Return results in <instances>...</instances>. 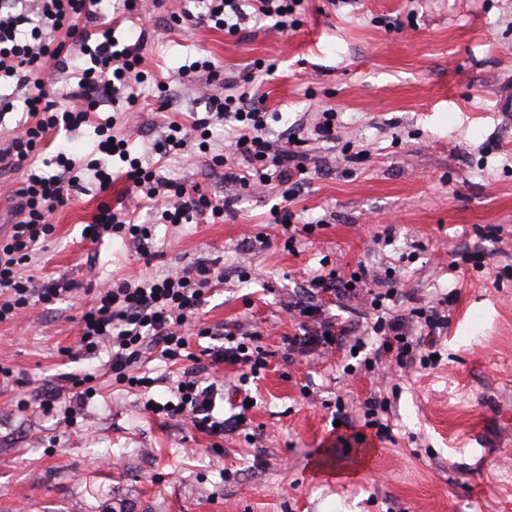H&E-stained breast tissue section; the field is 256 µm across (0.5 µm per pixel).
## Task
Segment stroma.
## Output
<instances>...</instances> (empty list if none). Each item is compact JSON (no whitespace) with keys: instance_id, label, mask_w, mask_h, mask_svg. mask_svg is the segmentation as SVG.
Segmentation results:
<instances>
[{"instance_id":"35a3bbf8","label":"stroma","mask_w":512,"mask_h":512,"mask_svg":"<svg viewBox=\"0 0 512 512\" xmlns=\"http://www.w3.org/2000/svg\"><path fill=\"white\" fill-rule=\"evenodd\" d=\"M188 0L150 8L155 32L143 70L170 87H147L132 122L114 132L131 153L150 150L168 123H191L205 104L178 68L206 54L219 78L242 79L255 61L271 137L305 136L307 181L292 203L279 185L242 192L217 224H151L130 182L108 192L72 193L54 211V231L25 275L35 285L67 276L69 298L33 303L0 323V366L24 384L0 381V512H512V0H303L296 25L247 23L231 35L203 24H172ZM340 122L332 141L306 136L319 110ZM209 153L196 142L160 154V172L205 195L224 194L228 152L222 124L209 128ZM94 126L50 133L46 152L82 162L98 156ZM365 150L346 159V145ZM150 224L154 255L127 238L95 243L82 231L100 204ZM314 223L293 249L273 209ZM496 235H489V228ZM465 252L484 262L462 261ZM215 262L213 284L192 319L199 328L258 333L269 351L250 394L242 430L221 444L191 426L153 418L139 391L100 373L97 396L76 426L56 425L34 403L61 373L98 371L106 354L79 349V318L109 282L159 276L174 266ZM396 270L402 309L427 307L448 289L457 300L431 363H375L373 321L362 302L323 295L336 326L366 347L289 349L296 321L286 312L322 266ZM390 403L388 438L370 460L336 447L337 412L361 423L367 399ZM29 409H19V400Z\"/></svg>"}]
</instances>
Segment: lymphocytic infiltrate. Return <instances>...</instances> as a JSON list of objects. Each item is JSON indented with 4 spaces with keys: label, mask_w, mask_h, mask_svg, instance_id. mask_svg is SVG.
<instances>
[{
    "label": "lymphocytic infiltrate",
    "mask_w": 512,
    "mask_h": 512,
    "mask_svg": "<svg viewBox=\"0 0 512 512\" xmlns=\"http://www.w3.org/2000/svg\"><path fill=\"white\" fill-rule=\"evenodd\" d=\"M25 2L0 0V81L13 84L27 114L7 150L9 169L22 172V187L15 208L18 220L7 237H0V291L9 294L0 302V322L18 317L33 301L52 303L67 298L74 290V282L64 276L35 286L32 279L23 277L22 268L31 261L36 246L52 233L49 214L65 206L72 193L86 186H94L101 193L110 189L115 162H122L124 175L146 199L159 224H212L223 219L237 202L233 196L209 198L201 195L198 187L169 182L143 155L130 154L126 140L114 133L117 119L112 115L96 127L98 159L83 165L63 151L44 157L39 145L50 132L75 131L88 122L90 113L104 105L132 110L138 101V87L146 79L141 64L148 30L141 22L138 0H123L125 11L135 20L131 31L124 34L104 24V0H34L36 7L32 10ZM195 2L197 12H185V19L236 34L251 20L270 19L275 27H287L289 16L302 0ZM75 50L89 58V66L70 69L69 59ZM66 69L73 72L71 82L56 88L57 72ZM178 77L180 82L199 84L207 114L188 127L170 123L162 147L181 149L212 123H224L234 134L233 154L214 156L213 161L225 167V182L254 191L275 181L283 187V200L292 201L307 172L304 156L268 139V114L258 104L256 86L232 79L225 81L223 95L211 93L209 84L216 81L217 72L214 63L203 56L187 60L179 68ZM54 89L59 92L58 100H48L49 91ZM89 229L94 241L122 234L130 238L140 254H149L154 248L148 227L106 205L100 207ZM223 279V273L200 262L137 284L116 282L98 290L95 304L80 319L82 350L96 354L110 349L109 373L117 383L146 392V411L157 418L188 421L196 431L219 439L225 432L240 428L239 415L252 408L251 396L240 401L239 414L225 416L217 407V384L205 376L208 365L200 364L184 371L168 397L157 399L150 395L155 378L135 371L134 366L148 347L159 350L164 359H181L188 344L185 325L204 305L212 281ZM368 279L369 270L363 265L353 278L335 270L312 277L306 297L288 306L289 312L300 319L297 333L288 339L289 347L340 343L344 329L324 319L314 298L322 294L345 300L358 298ZM396 297L393 288L372 293L369 307L376 314V358L392 356L403 368L414 363L422 349L436 346L438 336L448 326L443 309L455 303L456 295L446 293L435 305L403 313L395 309ZM197 334L210 341L202 349L209 364L243 366L240 385L258 379L267 366L264 351L253 344V335H219L208 327L198 329ZM63 380V386L51 387L43 394L39 407L44 415L70 428L76 425L87 401L96 395V376L90 372L68 373Z\"/></svg>",
    "instance_id": "obj_1"
}]
</instances>
